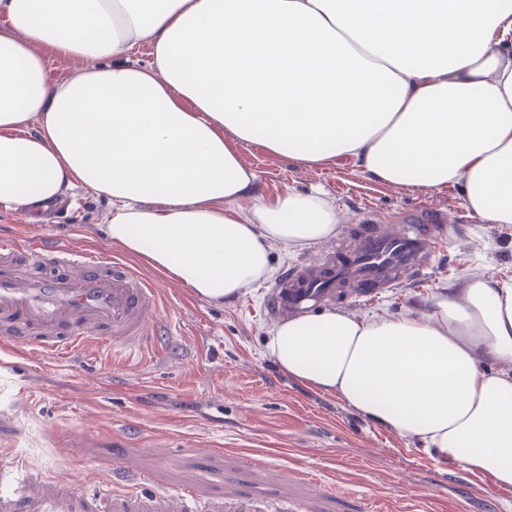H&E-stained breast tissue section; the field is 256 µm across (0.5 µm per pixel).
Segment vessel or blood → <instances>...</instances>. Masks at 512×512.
Segmentation results:
<instances>
[{
    "label": "vessel or blood",
    "instance_id": "1",
    "mask_svg": "<svg viewBox=\"0 0 512 512\" xmlns=\"http://www.w3.org/2000/svg\"><path fill=\"white\" fill-rule=\"evenodd\" d=\"M445 215L428 212L417 224H379L362 231L353 247L336 245L330 257L308 258L283 272L264 301L267 317L285 321L329 307L346 288L366 301L381 290L426 277L440 252L437 225ZM33 265L52 263L51 277L29 275L18 258ZM163 298L154 281L135 268L100 253L77 250L55 239L29 247L0 240V341L6 347L63 357L94 344H120L138 351L155 334ZM192 491L164 485L101 498L88 482L62 484L23 466L0 467V512H187ZM319 497L284 498L278 512H317Z\"/></svg>",
    "mask_w": 512,
    "mask_h": 512
}]
</instances>
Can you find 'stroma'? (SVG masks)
I'll return each mask as SVG.
<instances>
[{
	"label": "stroma",
	"instance_id": "35a3bbf8",
	"mask_svg": "<svg viewBox=\"0 0 512 512\" xmlns=\"http://www.w3.org/2000/svg\"><path fill=\"white\" fill-rule=\"evenodd\" d=\"M242 165L254 172L252 191L232 202L243 214L262 198L290 190H323L340 224H394L436 210L452 228L426 280L394 289L370 305L343 300L337 312L357 319L423 317L436 295L463 298L468 280L512 282V224L470 216L459 185L400 186L371 178L353 157L308 166L240 146ZM68 207L48 222L0 206V237L31 244L40 237L103 250L150 273L139 257L104 236L111 206L85 188L66 195ZM317 242L301 249L270 246L272 276L223 302L198 299L184 284L160 278L166 299L158 341L136 353L88 346L75 360L15 350L0 365V466L25 461L32 470L73 483L83 467L103 476L129 458L144 474H160L173 490L196 489L189 512H207L215 497L249 491L262 512H274L299 478L318 483L321 512H512V487L496 484L458 460H439L422 441L404 438L352 410L337 395L289 378L267 353L275 327L261 309L274 276L285 265L319 255ZM259 460L243 466L236 451ZM236 473L237 485L224 481ZM426 489L418 502L410 488Z\"/></svg>",
	"mask_w": 512,
	"mask_h": 512
}]
</instances>
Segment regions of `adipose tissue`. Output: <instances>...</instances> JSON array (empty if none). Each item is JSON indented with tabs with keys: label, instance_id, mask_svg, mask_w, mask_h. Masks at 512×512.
Masks as SVG:
<instances>
[{
	"label": "adipose tissue",
	"instance_id": "1",
	"mask_svg": "<svg viewBox=\"0 0 512 512\" xmlns=\"http://www.w3.org/2000/svg\"><path fill=\"white\" fill-rule=\"evenodd\" d=\"M0 15V206L84 187L111 203L113 244L201 300L267 276L270 242L336 232L320 190L230 214L254 178L240 143L454 183L479 219L512 224V0H0ZM141 42L151 62L125 61ZM38 44L88 65L50 81ZM266 350L289 377L512 486L511 283L471 279L424 320L303 315Z\"/></svg>",
	"mask_w": 512,
	"mask_h": 512
}]
</instances>
